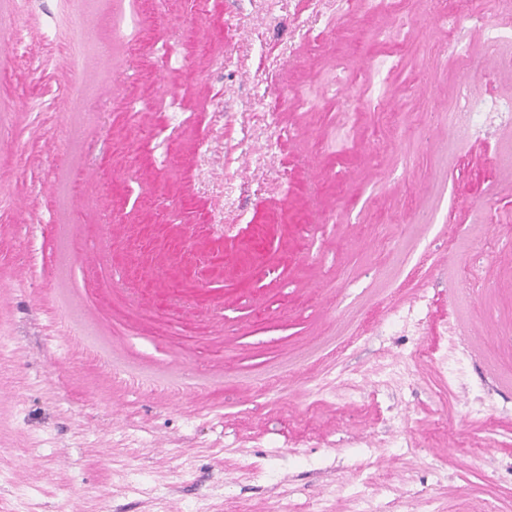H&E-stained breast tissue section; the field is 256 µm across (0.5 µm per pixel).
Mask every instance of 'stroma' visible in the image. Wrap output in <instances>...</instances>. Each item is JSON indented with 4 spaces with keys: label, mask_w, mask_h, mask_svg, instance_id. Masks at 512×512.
<instances>
[{
    "label": "stroma",
    "mask_w": 512,
    "mask_h": 512,
    "mask_svg": "<svg viewBox=\"0 0 512 512\" xmlns=\"http://www.w3.org/2000/svg\"><path fill=\"white\" fill-rule=\"evenodd\" d=\"M130 9L0 0V512H348L363 482L386 512H512V248L485 251L512 240V131L448 134L459 79L512 96V74L439 54L430 0H147L139 56ZM72 17L92 23L56 39ZM133 88L132 117L112 102ZM163 95L199 115L169 165ZM213 216L223 282L158 250L148 289L115 287L130 225ZM423 296L420 331L388 329Z\"/></svg>",
    "instance_id": "35a3bbf8"
}]
</instances>
